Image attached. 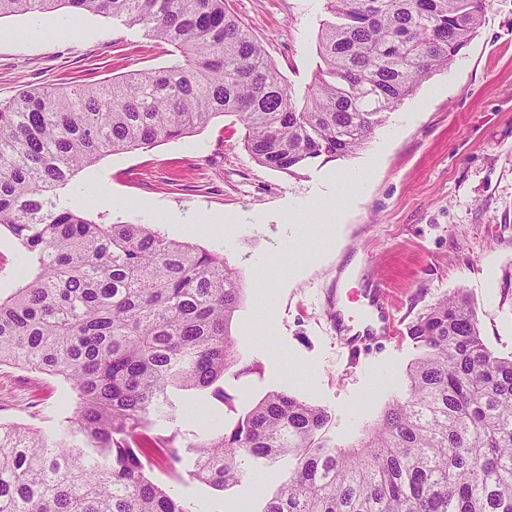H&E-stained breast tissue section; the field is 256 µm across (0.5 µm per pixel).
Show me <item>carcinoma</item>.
Returning a JSON list of instances; mask_svg holds the SVG:
<instances>
[{
    "label": "carcinoma",
    "instance_id": "cac0c4a2",
    "mask_svg": "<svg viewBox=\"0 0 512 512\" xmlns=\"http://www.w3.org/2000/svg\"><path fill=\"white\" fill-rule=\"evenodd\" d=\"M488 0H328L325 69L294 94L225 0H0V17L67 7L112 16L172 59L78 88L0 103V227L23 284L0 298V365L62 378L77 401L53 434L0 424V512H193L149 472L179 480L155 429L196 394L224 400L239 362L243 288L224 255L150 224H101L61 201L78 171L235 116L260 166L289 175L355 154L415 88L474 38ZM408 394L358 442L322 439L324 410L271 391L232 428L187 443L188 476L218 490L245 458L290 456L261 512H512V357L491 353L467 295L408 326Z\"/></svg>",
    "mask_w": 512,
    "mask_h": 512
}]
</instances>
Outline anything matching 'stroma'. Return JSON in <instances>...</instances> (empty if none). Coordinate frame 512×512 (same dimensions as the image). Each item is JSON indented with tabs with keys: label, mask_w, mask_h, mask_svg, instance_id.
I'll return each instance as SVG.
<instances>
[{
	"label": "stroma",
	"mask_w": 512,
	"mask_h": 512,
	"mask_svg": "<svg viewBox=\"0 0 512 512\" xmlns=\"http://www.w3.org/2000/svg\"><path fill=\"white\" fill-rule=\"evenodd\" d=\"M226 6L262 41L292 92L303 94L320 63L327 0ZM28 20L0 18V102L28 88L100 83L169 60L166 48L109 16L91 15L98 33L46 43L25 36ZM399 109L414 111L413 120L399 126L387 118L356 154L317 159L293 176L257 165L241 125L227 116L184 138L95 163L114 196L145 207L104 210L93 203L84 209L89 219L152 224L156 206L195 212L201 223L184 231L164 224L161 232L222 253L239 275L243 297L231 325L239 363L224 377L228 399L198 402L220 425H234L268 392L285 390L327 412L328 444L353 442L408 392L406 370L418 355L408 325L460 290L490 351L512 356V0H489L471 43ZM359 172L365 182L339 217L335 244L289 223V213L334 199L337 178ZM212 214L221 216L220 229L206 224ZM286 238L299 272L260 280L254 260ZM377 283L387 290L396 333L352 350L340 345L337 322L363 320L349 293ZM72 397L60 378L0 366L2 423L50 430L47 412ZM193 465L184 451L186 476L173 485L178 498L200 512H262L257 483L275 491L294 461H249L241 482L222 492L188 478Z\"/></svg>",
	"instance_id": "35a3bbf8"
}]
</instances>
